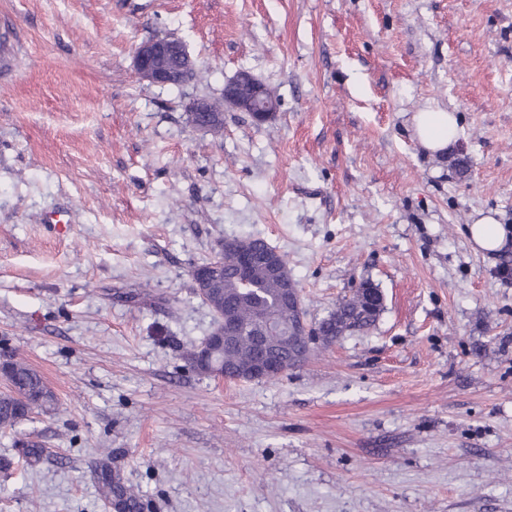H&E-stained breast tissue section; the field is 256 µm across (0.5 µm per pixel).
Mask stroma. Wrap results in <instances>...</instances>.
Instances as JSON below:
<instances>
[{"instance_id":"stroma-1","label":"stroma","mask_w":512,"mask_h":512,"mask_svg":"<svg viewBox=\"0 0 512 512\" xmlns=\"http://www.w3.org/2000/svg\"><path fill=\"white\" fill-rule=\"evenodd\" d=\"M165 34L198 64L178 89L134 73ZM242 70L276 116L191 124ZM433 105L461 124L440 153L411 130ZM485 214L512 230V0H0V359L57 398L0 430V512H113L106 448L147 512H512V241L477 250ZM250 236L310 325L365 282L375 324L274 381L197 374L192 271Z\"/></svg>"}]
</instances>
